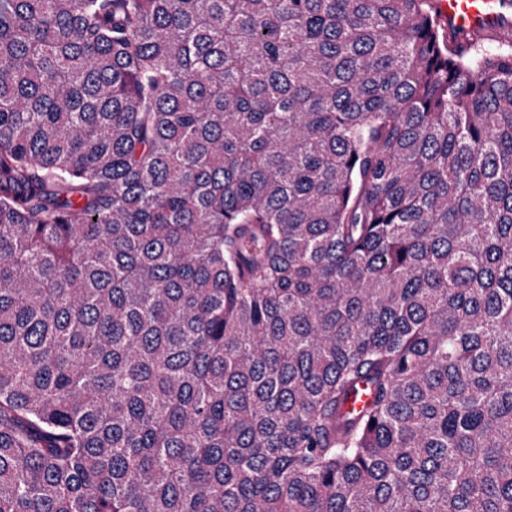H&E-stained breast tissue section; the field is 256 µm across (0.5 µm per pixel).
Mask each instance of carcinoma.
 Listing matches in <instances>:
<instances>
[{
  "mask_svg": "<svg viewBox=\"0 0 512 512\" xmlns=\"http://www.w3.org/2000/svg\"><path fill=\"white\" fill-rule=\"evenodd\" d=\"M0 512H512V24L0 0Z\"/></svg>",
  "mask_w": 512,
  "mask_h": 512,
  "instance_id": "cac0c4a2",
  "label": "carcinoma"
}]
</instances>
